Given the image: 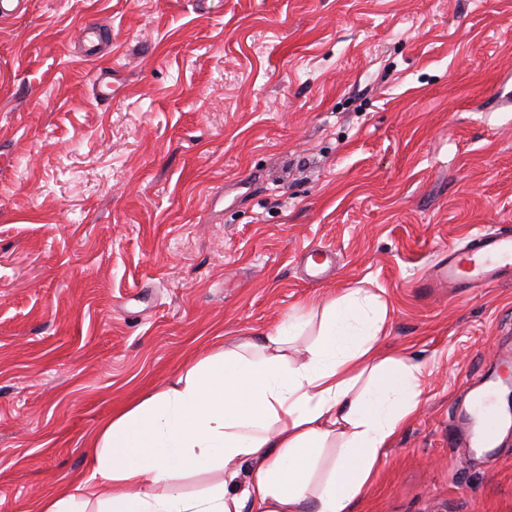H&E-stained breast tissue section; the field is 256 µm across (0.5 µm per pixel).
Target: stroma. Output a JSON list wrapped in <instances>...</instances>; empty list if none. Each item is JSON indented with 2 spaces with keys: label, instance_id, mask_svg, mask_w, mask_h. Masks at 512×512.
<instances>
[{
  "label": "stroma",
  "instance_id": "35a3bbf8",
  "mask_svg": "<svg viewBox=\"0 0 512 512\" xmlns=\"http://www.w3.org/2000/svg\"><path fill=\"white\" fill-rule=\"evenodd\" d=\"M479 227L512 229V0H29L0 19V512L147 387L352 288L425 364L353 512H512V431L448 445L512 281L422 285Z\"/></svg>",
  "mask_w": 512,
  "mask_h": 512
}]
</instances>
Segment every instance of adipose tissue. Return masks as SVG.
<instances>
[{"mask_svg":"<svg viewBox=\"0 0 512 512\" xmlns=\"http://www.w3.org/2000/svg\"><path fill=\"white\" fill-rule=\"evenodd\" d=\"M386 316L356 288L215 346L102 422L88 476L38 512H350L422 395V363L378 352ZM197 474L212 483L183 492Z\"/></svg>","mask_w":512,"mask_h":512,"instance_id":"obj_1","label":"adipose tissue"}]
</instances>
